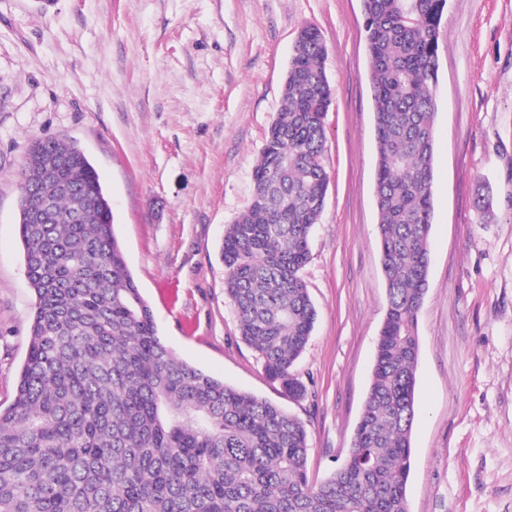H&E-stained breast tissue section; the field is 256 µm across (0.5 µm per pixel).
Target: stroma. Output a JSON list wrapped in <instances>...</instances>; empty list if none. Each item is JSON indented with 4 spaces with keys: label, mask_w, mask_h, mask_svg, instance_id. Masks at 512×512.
Listing matches in <instances>:
<instances>
[{
    "label": "stroma",
    "mask_w": 512,
    "mask_h": 512,
    "mask_svg": "<svg viewBox=\"0 0 512 512\" xmlns=\"http://www.w3.org/2000/svg\"><path fill=\"white\" fill-rule=\"evenodd\" d=\"M318 26L333 100L329 190L302 271L317 321L289 398L239 335L226 227L282 105L299 31ZM429 288L408 512H512V0H447L439 27ZM97 170L127 267L181 359L300 418L312 481L346 458L370 388L386 284L361 0H0V405L35 303L19 181L37 140ZM491 193V214L476 200Z\"/></svg>",
    "instance_id": "35a3bbf8"
}]
</instances>
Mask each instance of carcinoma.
I'll return each mask as SVG.
<instances>
[{
    "label": "carcinoma",
    "mask_w": 512,
    "mask_h": 512,
    "mask_svg": "<svg viewBox=\"0 0 512 512\" xmlns=\"http://www.w3.org/2000/svg\"><path fill=\"white\" fill-rule=\"evenodd\" d=\"M446 5L362 0L387 309L344 463L311 482L301 420L161 341L97 171L74 144L52 138L20 174V198L42 202L46 219L19 224L36 307L16 394L0 408V512H408ZM326 54L320 30L302 29L250 202L222 249L240 336L291 398L306 392L293 368L317 318L301 272L330 183Z\"/></svg>",
    "instance_id": "carcinoma-1"
}]
</instances>
